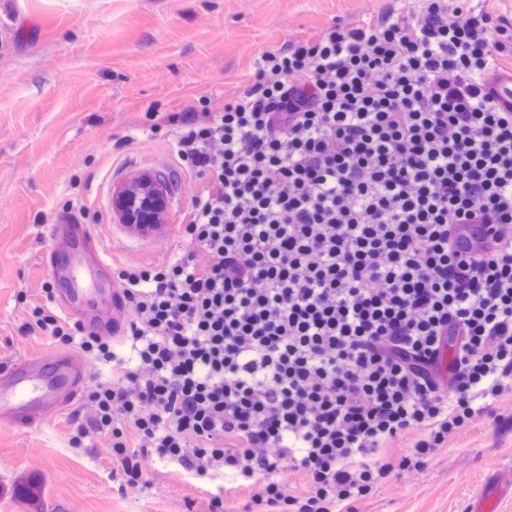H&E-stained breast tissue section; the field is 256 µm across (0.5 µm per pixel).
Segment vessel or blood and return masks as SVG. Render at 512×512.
<instances>
[{"mask_svg": "<svg viewBox=\"0 0 512 512\" xmlns=\"http://www.w3.org/2000/svg\"><path fill=\"white\" fill-rule=\"evenodd\" d=\"M45 264L51 279L66 281L57 307L99 335L119 334L129 318L117 298L105 251L88 225L68 215L51 226ZM90 363L80 354L53 351L17 359L0 370V423L29 427L73 403L89 384Z\"/></svg>", "mask_w": 512, "mask_h": 512, "instance_id": "vessel-or-blood-1", "label": "vessel or blood"}]
</instances>
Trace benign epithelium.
I'll list each match as a JSON object with an SVG mask.
<instances>
[{"mask_svg":"<svg viewBox=\"0 0 512 512\" xmlns=\"http://www.w3.org/2000/svg\"><path fill=\"white\" fill-rule=\"evenodd\" d=\"M113 209L126 224H160L168 210L165 177L144 173L122 187L112 198Z\"/></svg>","mask_w":512,"mask_h":512,"instance_id":"7a95c632","label":"benign epithelium"}]
</instances>
